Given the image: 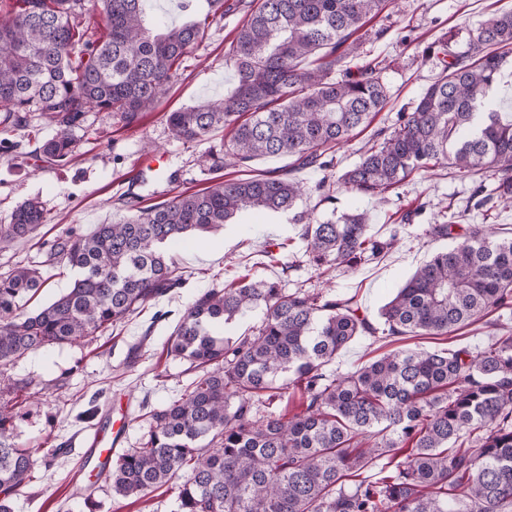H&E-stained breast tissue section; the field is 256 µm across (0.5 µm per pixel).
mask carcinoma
I'll list each match as a JSON object with an SVG mask.
<instances>
[{
    "label": "carcinoma",
    "instance_id": "cac0c4a2",
    "mask_svg": "<svg viewBox=\"0 0 512 512\" xmlns=\"http://www.w3.org/2000/svg\"><path fill=\"white\" fill-rule=\"evenodd\" d=\"M152 0H0V148L17 132L33 156L64 166L75 132L92 110L113 112L136 128L178 77L184 57L224 17L228 0H181L193 18L179 25L147 20ZM392 0H250L225 63L231 93L206 105L163 113L174 138L207 145L208 170L245 167L262 157L295 158L281 173L222 179L202 193L179 191L129 215L36 242L47 266L73 283L34 311L46 286L38 265L0 272V370L26 354L101 335L157 298L185 285L167 248L231 222L246 210L294 213L305 256L317 269L357 266L397 239L369 233L364 213L319 219L296 211L304 196L336 200V185L379 202L418 172L448 169L477 182L472 206L442 210L428 236L452 240L397 289L373 323L353 298L331 288L294 291L241 274L194 296L164 347L196 375L179 398L149 411L136 448L123 450L97 477L119 498L158 489L175 494L176 512H512V332L494 328L479 351L395 349L336 374L327 366L359 336L450 337L493 311L512 310V236L486 220L512 202V113L490 97L512 54V11L469 34L466 49L443 63L439 79L410 112L378 129L359 162L332 180L336 152L367 127L388 98L379 62L354 53L352 36ZM95 10L104 31L87 37ZM55 128L39 138L29 115ZM221 129L228 138L216 145ZM325 173L315 185L299 169ZM483 224L454 232L470 208ZM46 223L37 198L0 224V248L31 239ZM289 238L265 251L267 265L288 268ZM263 308L250 334L226 338L224 324ZM297 391L301 410L277 404ZM16 414L0 406V512L34 478L37 463L16 444ZM383 459L380 476H364Z\"/></svg>",
    "mask_w": 512,
    "mask_h": 512
}]
</instances>
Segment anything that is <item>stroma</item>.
Listing matches in <instances>:
<instances>
[{
  "label": "stroma",
  "instance_id": "1",
  "mask_svg": "<svg viewBox=\"0 0 512 512\" xmlns=\"http://www.w3.org/2000/svg\"><path fill=\"white\" fill-rule=\"evenodd\" d=\"M511 10L512 0H396L368 23L356 35L355 45L358 54L379 61L388 102L371 128L338 153L336 173L358 162L374 130L393 124L398 113L411 111L415 100L440 76L434 43L444 40L449 52H462L468 31L492 14ZM244 17L240 8L213 21L189 53L182 75L135 130H123L110 113H89L87 131L72 161L62 167L33 159L31 142L14 152H0V224L8 223L17 204L36 196L47 216L38 233L51 239L73 227L89 232L96 225L122 219L126 193L139 194L148 206L170 199L174 185L194 191L209 186L214 174L199 160L203 145L175 140L162 115L222 98L233 88V69L225 65L224 51ZM158 152L166 154V163L158 171L145 170L144 159ZM474 187L472 180L439 170L408 179L389 192L383 204L340 191L334 205L320 203L313 194L304 197L301 206L318 217L333 210L366 213L370 233L380 240L398 229L396 245L377 260L352 268L342 264L331 273L330 283L337 293L355 298L374 320L416 267L444 248V241L425 235L427 224L446 205L464 208ZM418 205L422 213L412 223H401V215ZM297 232L287 215L246 213L193 236L190 243L169 250L170 264L185 278V287L159 298L91 343L25 355L0 376V404L20 416L14 442L40 452L61 451L54 465L40 471L38 480L15 500L14 512H174V494L160 490L145 502L113 497L102 483L91 501L74 494V487L87 485L91 474L83 466L88 437L95 424L106 422L124 405L128 408L124 445L136 447L149 428V411L179 397L192 381L186 362L168 357L163 346L192 296L210 288L216 279L240 272L247 262L255 278L278 281L291 290L323 288L325 283L302 252L293 256L297 268L286 272L261 263L268 245ZM394 347L388 339L357 337L339 352L331 369L353 371ZM19 379L29 383L21 392L12 388ZM92 403L99 408L94 423L77 421V414Z\"/></svg>",
  "mask_w": 512,
  "mask_h": 512
}]
</instances>
